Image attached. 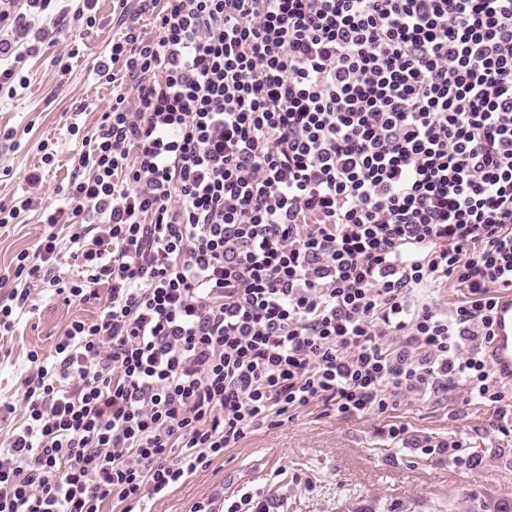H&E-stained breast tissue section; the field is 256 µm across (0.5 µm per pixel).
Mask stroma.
<instances>
[{"mask_svg":"<svg viewBox=\"0 0 512 512\" xmlns=\"http://www.w3.org/2000/svg\"><path fill=\"white\" fill-rule=\"evenodd\" d=\"M78 0H54L48 13L51 40H14L0 66L20 61L27 78L14 95L0 94V203L32 198L29 209L0 228V302L18 282L13 261L43 240L47 214H57V267L72 280L80 268L72 258L70 237L80 229L69 187L86 169L78 165L81 136L93 131L126 83L97 74L125 21L139 16L140 0H97L96 22L75 20ZM79 134H70L71 125ZM55 155L41 162V147ZM110 296L99 285L80 301H67L46 283L31 287L27 309L13 334L0 339V400L17 401L27 356L37 351L52 361L55 346L71 323L93 321ZM406 425L412 438L434 443L456 441L460 453L427 455L393 442L390 424ZM248 485L262 494L266 512H466L477 491L491 501L512 500V414L496 405L463 399L429 402L407 399L385 414L341 417L313 404L294 411L281 425L248 428L235 447L226 449L204 471L164 497L150 499L148 512H188L198 501L220 504L223 495Z\"/></svg>","mask_w":512,"mask_h":512,"instance_id":"1","label":"stroma"}]
</instances>
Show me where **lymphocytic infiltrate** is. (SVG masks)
Returning <instances> with one entry per match:
<instances>
[{
  "instance_id": "f902f5d3",
  "label": "lymphocytic infiltrate",
  "mask_w": 512,
  "mask_h": 512,
  "mask_svg": "<svg viewBox=\"0 0 512 512\" xmlns=\"http://www.w3.org/2000/svg\"><path fill=\"white\" fill-rule=\"evenodd\" d=\"M111 61L73 236L111 295L51 365L30 352L0 512H145L245 429L319 403L505 401L512 0H165ZM57 235L15 257L56 286ZM463 288L452 312L414 298ZM494 337L489 346L497 377L512 384V293L501 296L495 309Z\"/></svg>"
}]
</instances>
